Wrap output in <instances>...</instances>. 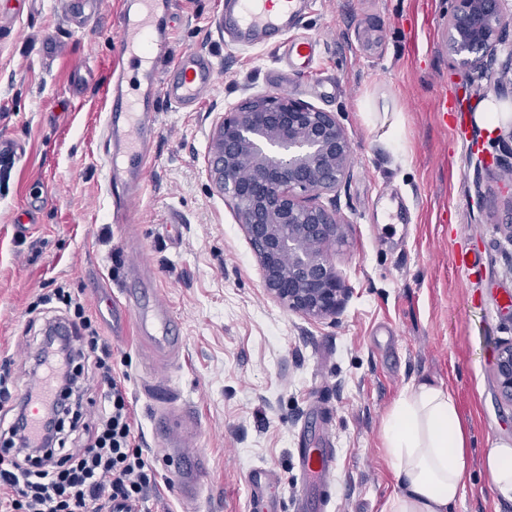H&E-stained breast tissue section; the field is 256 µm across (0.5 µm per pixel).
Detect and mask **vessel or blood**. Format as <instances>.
Returning a JSON list of instances; mask_svg holds the SVG:
<instances>
[{
  "label": "vessel or blood",
  "mask_w": 512,
  "mask_h": 512,
  "mask_svg": "<svg viewBox=\"0 0 512 512\" xmlns=\"http://www.w3.org/2000/svg\"><path fill=\"white\" fill-rule=\"evenodd\" d=\"M307 7V0H226L220 17L223 28L236 33L239 40L256 43L284 38L289 63L311 66L316 55L315 40L290 36ZM172 0H122L119 47L125 69L133 74V91H116L105 113V131L111 145L105 163V178L116 191L117 206L129 207L133 196L129 189L140 181L151 162L146 145L157 132L153 95L164 85L168 100L189 106L196 102L203 87L214 81L215 64L204 56L185 53L168 76H160L157 60L168 47L170 33L166 18ZM125 300L132 308L143 337L166 360L176 357L178 349L171 336L175 318L159 298L140 302L134 293ZM190 436L180 438L158 464L167 477L181 487L184 497L195 498L202 486L197 471L184 468L182 461L193 446ZM300 463L318 494H325L334 482L336 455L329 448H303ZM272 482L269 470L256 467L248 474L251 501L263 503L262 512H281L283 503L267 499Z\"/></svg>",
  "instance_id": "vessel-or-blood-1"
}]
</instances>
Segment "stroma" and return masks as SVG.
I'll return each instance as SVG.
<instances>
[{
    "mask_svg": "<svg viewBox=\"0 0 512 512\" xmlns=\"http://www.w3.org/2000/svg\"><path fill=\"white\" fill-rule=\"evenodd\" d=\"M122 0H0V365L24 393L39 330L53 317L38 296L63 286L112 345L148 461L161 444L153 385L166 386L197 422L201 500L183 502L157 477L142 512H250L246 475L269 467L274 489H302L301 448L334 449L326 512H385L397 481L383 420L414 377L449 386L468 430L469 467L452 512H512L496 501L481 461L512 441V403L494 356L512 342V196L499 168L477 170L472 142L490 153L494 127L512 122V98L491 87L512 56L508 34L467 111L463 75L448 56L449 0H318L297 28L317 57L292 67L280 43L255 48L222 29L224 0H176L170 66L186 50L217 77L196 105L160 99L151 163L132 221L113 220L104 165V109L118 65ZM336 113L353 164L336 193L347 220L332 258L349 295L336 317L311 320L269 298L233 212L207 177L213 127L245 95L276 93ZM369 102L371 111L359 109ZM496 103V125L483 112ZM398 134L388 137L390 123ZM36 224H22L24 210ZM484 258L481 278L452 265L456 248ZM140 262L138 273L129 265ZM159 289L178 322L177 363L154 361L123 299L132 279Z\"/></svg>",
    "mask_w": 512,
    "mask_h": 512,
    "instance_id": "stroma-1",
    "label": "stroma"
}]
</instances>
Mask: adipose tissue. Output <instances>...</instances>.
<instances>
[{"instance_id":"adipose-tissue-1","label":"adipose tissue","mask_w":512,"mask_h":512,"mask_svg":"<svg viewBox=\"0 0 512 512\" xmlns=\"http://www.w3.org/2000/svg\"><path fill=\"white\" fill-rule=\"evenodd\" d=\"M383 436L399 487L388 512H451L468 468V438L452 390L432 378L412 379L388 411ZM482 466L498 498L512 502V444L490 448Z\"/></svg>"}]
</instances>
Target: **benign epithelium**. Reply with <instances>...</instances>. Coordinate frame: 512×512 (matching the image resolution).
<instances>
[{"instance_id": "1", "label": "benign epithelium", "mask_w": 512, "mask_h": 512, "mask_svg": "<svg viewBox=\"0 0 512 512\" xmlns=\"http://www.w3.org/2000/svg\"><path fill=\"white\" fill-rule=\"evenodd\" d=\"M510 29L512 0H450L448 52L465 88L492 68ZM352 161L336 113L285 94L245 97L212 133L207 175L231 204L265 292L310 319L335 316L349 293L331 257L347 221L334 199H319L336 191ZM494 367L500 393L512 402V344L497 349Z\"/></svg>"}]
</instances>
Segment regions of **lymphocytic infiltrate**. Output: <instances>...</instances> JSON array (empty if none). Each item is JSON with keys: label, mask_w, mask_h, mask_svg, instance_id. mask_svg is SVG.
Returning a JSON list of instances; mask_svg holds the SVG:
<instances>
[{"label": "lymphocytic infiltrate", "mask_w": 512, "mask_h": 512, "mask_svg": "<svg viewBox=\"0 0 512 512\" xmlns=\"http://www.w3.org/2000/svg\"><path fill=\"white\" fill-rule=\"evenodd\" d=\"M42 301L64 305L74 333L73 345L63 350L42 345L35 359L38 382H51L55 388L43 424H63L69 415L64 384L73 381L72 365L79 355L91 359L101 376L103 406L86 442L69 447L61 437H31L29 400L14 399L10 371L0 370V404L15 411L8 428L10 444L25 453L20 460L0 456V512H112L117 501L142 504L155 474L136 445L133 411L124 382L112 367V347L84 305L63 289Z\"/></svg>", "instance_id": "lymphocytic-infiltrate-1"}]
</instances>
